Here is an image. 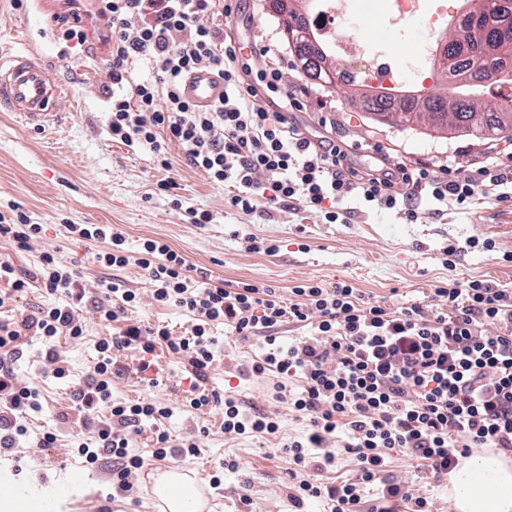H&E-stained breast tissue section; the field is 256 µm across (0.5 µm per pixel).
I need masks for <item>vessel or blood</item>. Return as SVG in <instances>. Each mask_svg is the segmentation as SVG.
Segmentation results:
<instances>
[{"label":"vessel or blood","instance_id":"1","mask_svg":"<svg viewBox=\"0 0 512 512\" xmlns=\"http://www.w3.org/2000/svg\"><path fill=\"white\" fill-rule=\"evenodd\" d=\"M57 63L51 53L33 45L0 55V107L37 128L55 123V105L64 91L61 80L51 74ZM223 93V81L208 70L191 73L184 83L185 97L203 107Z\"/></svg>","mask_w":512,"mask_h":512}]
</instances>
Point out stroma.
Wrapping results in <instances>:
<instances>
[{"label":"stroma","instance_id":"obj_1","mask_svg":"<svg viewBox=\"0 0 512 512\" xmlns=\"http://www.w3.org/2000/svg\"><path fill=\"white\" fill-rule=\"evenodd\" d=\"M385 3L368 0V21L360 38L366 44L380 43L397 64L449 32L471 8L469 0H443L446 16L435 21L420 15L412 31L388 25ZM286 19L270 0H240L230 27L244 44L274 50L285 90H306L298 98L296 120L315 134L329 133L355 144L358 165H373V154L379 151L392 166L446 164L461 172L487 154L512 146V139L504 134L485 139H445L399 122L372 121L347 103L348 85L307 83L284 34ZM53 21L52 47L69 61L67 67L56 71L70 88L68 97L58 105L60 131L52 136L26 125L12 113L0 112V212L18 206L42 228L39 239L27 250H18L0 239V257L21 270H34L42 252L53 250L62 264L76 268L89 291H96L100 281L112 278L136 290L141 302L133 319L146 326L169 327L176 336L189 334L190 315L176 306L153 304L152 285L136 264L114 271L96 264L93 254L97 243L73 239L68 225H117L132 249L147 238L164 241L189 264L208 269L225 284L272 288L288 302L294 299L293 288L308 279L326 285L350 282L363 298L394 309L426 300L433 288L454 282L488 280L512 289V262L506 259L512 253V201L486 202L465 213L452 204L443 215L425 203L415 224L376 211L355 214L348 224H326L318 214L299 206L275 213L270 221L257 213H242L226 206L223 188L188 166L177 143L169 145L172 167L164 171L156 169L149 148L112 141L103 106L108 47L90 25L85 28L84 46L74 48L64 40L62 33L74 20L63 0H57ZM177 199L184 207L220 213L223 220L205 226L188 223L182 209L173 206ZM252 237L273 244V251H250L248 240ZM473 238L492 239L494 251L469 247ZM451 243L459 252L450 267L444 262L443 251ZM112 332V326L89 312L83 336H60L58 359L68 371L62 379L55 378L45 366L38 342L27 346L16 365L18 378L36 385L42 395V410L29 420L28 428L34 436L55 430L57 440L50 448L14 450L7 465L18 487H39L55 494L80 487L73 512H157L151 472L173 463L188 471L197 486L209 488L206 512H323L322 502L297 505L288 498L291 479L284 449L300 438L306 423L275 400L274 386L280 375H236L263 353L261 340H243L220 328L215 331L218 352L207 391L233 397L244 409L275 417L279 430L258 437L225 433L221 406L185 407L190 382L179 355L157 348L154 368L142 373L138 370L142 359L139 350L119 351L116 359L125 371L112 380L113 401L154 399L172 411L164 421L172 443L192 432L201 433L202 438L196 455L168 461L152 458L149 433L132 436V452L149 458L150 467L133 475L129 492L113 493L111 466L88 467L73 452L86 430L71 402L74 385L84 381L94 363L98 341ZM157 376L161 384L152 385V378ZM231 460L238 466L233 473L223 467ZM389 475L408 485L414 495L426 497L432 512H448L445 477L417 466L400 453L394 454Z\"/></svg>","mask_w":512,"mask_h":512}]
</instances>
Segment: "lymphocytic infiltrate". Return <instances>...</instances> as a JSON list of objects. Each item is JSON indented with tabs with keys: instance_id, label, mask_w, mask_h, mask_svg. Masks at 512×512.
Returning <instances> with one entry per match:
<instances>
[{
	"instance_id": "f902f5d3",
	"label": "lymphocytic infiltrate",
	"mask_w": 512,
	"mask_h": 512,
	"mask_svg": "<svg viewBox=\"0 0 512 512\" xmlns=\"http://www.w3.org/2000/svg\"><path fill=\"white\" fill-rule=\"evenodd\" d=\"M234 11L232 0H95L87 15L107 32L106 112L114 142L149 147L163 170L171 167L169 143H177L189 166L214 186L231 188L229 205L246 214L260 209L269 216L298 205L319 213L324 223L346 224L370 208L414 224L425 201L440 206L451 200L465 210L481 200L512 199V163L496 155L461 176L445 166L357 167L348 144L290 121L296 95L281 89L269 48H261L258 58L243 57L241 42L225 33L224 21ZM199 69L224 81L222 98L207 107L181 92L186 76ZM68 231L100 242L93 259L103 268L136 263L153 285L156 304L181 307L194 318L189 335L179 337L164 326L129 322L98 342L96 361L73 390L74 408L90 432L77 454L90 466L111 460L117 491H129L131 474L143 466L129 449L132 435L151 431L152 455L160 460L197 454L199 444L190 437L171 446L162 428L171 415L167 407L144 399L113 402L112 379L121 373L114 352L134 345L151 354L161 345L182 355L194 391L188 405L197 410L211 402L203 386L216 356L213 330L220 325L245 339L263 336L271 350L250 373L280 375L276 399L307 424L303 438L287 448L297 478L293 503L322 497L329 512H359L372 491L382 501L409 498L385 476L394 451L439 475L476 448L512 455L511 288L472 280L435 288L431 304L391 309L363 300L350 282L327 287L309 280L294 287L297 300L288 304L269 288L225 287L159 240H143L132 256L123 232L112 225L72 224ZM34 283L65 301L0 324V454L22 447L26 423L41 409L39 389L17 380L25 337L40 339L46 362L61 379L66 370L54 342L63 334L82 336V311L93 309L102 321L114 322L139 301L135 291L110 280L99 295H89L78 273L50 251L32 273L0 260L6 292ZM288 320L310 325L311 336L278 343L270 331ZM293 378L300 386L286 388ZM104 408L109 414L103 418ZM277 428L272 418L225 398V432L272 434ZM332 437L354 455L356 475L336 485L301 478L311 457H319L322 467L333 465ZM412 501L411 512H429L426 498Z\"/></svg>"
}]
</instances>
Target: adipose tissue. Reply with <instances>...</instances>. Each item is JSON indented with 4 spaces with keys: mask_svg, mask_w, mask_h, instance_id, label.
<instances>
[{
    "mask_svg": "<svg viewBox=\"0 0 512 512\" xmlns=\"http://www.w3.org/2000/svg\"><path fill=\"white\" fill-rule=\"evenodd\" d=\"M456 512H512V459L487 451L472 455L448 479ZM153 493L166 512L197 501L199 489L184 472L157 474Z\"/></svg>",
    "mask_w": 512,
    "mask_h": 512,
    "instance_id": "obj_1",
    "label": "adipose tissue"
}]
</instances>
